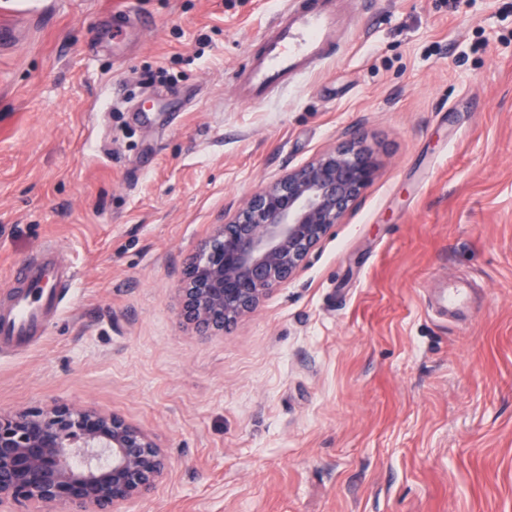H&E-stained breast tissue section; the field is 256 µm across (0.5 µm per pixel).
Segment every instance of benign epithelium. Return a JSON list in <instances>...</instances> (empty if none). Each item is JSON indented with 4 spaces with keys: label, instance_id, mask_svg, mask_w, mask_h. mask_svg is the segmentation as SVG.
<instances>
[{
    "label": "benign epithelium",
    "instance_id": "1",
    "mask_svg": "<svg viewBox=\"0 0 512 512\" xmlns=\"http://www.w3.org/2000/svg\"><path fill=\"white\" fill-rule=\"evenodd\" d=\"M379 170L358 138L339 143L255 191L183 270L180 315L224 332L295 278ZM168 465L154 439L117 414L67 403L0 412V512H114L154 490Z\"/></svg>",
    "mask_w": 512,
    "mask_h": 512
}]
</instances>
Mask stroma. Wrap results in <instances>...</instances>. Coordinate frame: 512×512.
Wrapping results in <instances>:
<instances>
[{
    "instance_id": "stroma-1",
    "label": "stroma",
    "mask_w": 512,
    "mask_h": 512,
    "mask_svg": "<svg viewBox=\"0 0 512 512\" xmlns=\"http://www.w3.org/2000/svg\"><path fill=\"white\" fill-rule=\"evenodd\" d=\"M0 50V293L43 243L76 270L0 411L124 417L169 466L118 512H512V0H347L351 49L264 103L235 68L284 0H39ZM353 135L374 182L224 334L188 258ZM473 287L468 321L428 310Z\"/></svg>"
}]
</instances>
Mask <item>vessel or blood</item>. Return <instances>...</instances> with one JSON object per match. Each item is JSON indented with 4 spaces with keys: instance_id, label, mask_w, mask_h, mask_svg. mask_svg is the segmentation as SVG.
Instances as JSON below:
<instances>
[{
    "instance_id": "b4317fda",
    "label": "vessel or blood",
    "mask_w": 512,
    "mask_h": 512,
    "mask_svg": "<svg viewBox=\"0 0 512 512\" xmlns=\"http://www.w3.org/2000/svg\"><path fill=\"white\" fill-rule=\"evenodd\" d=\"M350 29L341 0H288L257 34L256 51L235 74L240 98L264 102L322 67ZM17 280L0 300V354L42 339L47 323L62 310L60 289L72 284L74 273L47 243L21 265Z\"/></svg>"
}]
</instances>
